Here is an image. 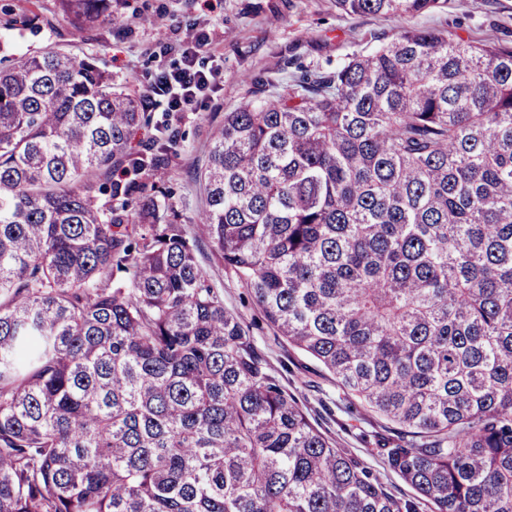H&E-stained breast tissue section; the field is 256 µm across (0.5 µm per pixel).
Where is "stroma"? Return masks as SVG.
I'll use <instances>...</instances> for the list:
<instances>
[{"mask_svg": "<svg viewBox=\"0 0 512 512\" xmlns=\"http://www.w3.org/2000/svg\"><path fill=\"white\" fill-rule=\"evenodd\" d=\"M125 28L105 21L76 31L58 0H0V61L32 56L54 47L77 58L97 55L115 83L147 99L156 75L179 58L158 39L195 23L211 33L209 57L223 77L197 111L182 113L173 128L178 140L163 169V180L142 179L145 193L161 189L176 221L198 243L197 258L210 281L223 290L224 307L250 325L258 347L310 421L327 431L337 447L360 459L395 495L410 488L385 464L374 438L384 419L365 410L336 387L311 357L276 336L248 288L215 257L197 222L205 205L199 182L211 134L243 98L267 95V79L288 81L307 72L331 71L371 45V35L388 41L408 25L448 30L480 41L512 44V0H448L446 7L414 20L339 15L332 0H112ZM31 26H23V19Z\"/></svg>", "mask_w": 512, "mask_h": 512, "instance_id": "stroma-1", "label": "stroma"}]
</instances>
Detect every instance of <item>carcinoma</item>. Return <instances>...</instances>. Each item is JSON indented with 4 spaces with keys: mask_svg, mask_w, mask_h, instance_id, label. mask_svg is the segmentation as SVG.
I'll return each instance as SVG.
<instances>
[{
    "mask_svg": "<svg viewBox=\"0 0 512 512\" xmlns=\"http://www.w3.org/2000/svg\"><path fill=\"white\" fill-rule=\"evenodd\" d=\"M140 106L92 55L0 70V512H512V46L409 27L224 113L199 175L215 256L407 439L382 455L409 497L310 422L138 195L176 145Z\"/></svg>",
    "mask_w": 512,
    "mask_h": 512,
    "instance_id": "1",
    "label": "carcinoma"
}]
</instances>
